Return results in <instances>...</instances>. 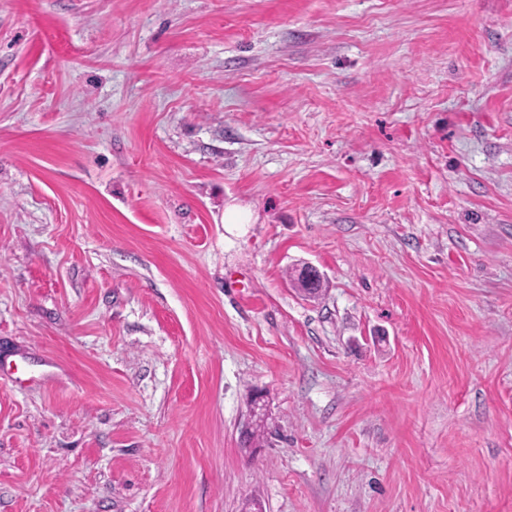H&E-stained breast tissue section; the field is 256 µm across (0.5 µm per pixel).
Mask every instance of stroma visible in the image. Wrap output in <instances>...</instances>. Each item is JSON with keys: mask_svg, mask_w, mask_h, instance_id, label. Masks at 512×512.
I'll return each instance as SVG.
<instances>
[{"mask_svg": "<svg viewBox=\"0 0 512 512\" xmlns=\"http://www.w3.org/2000/svg\"><path fill=\"white\" fill-rule=\"evenodd\" d=\"M252 499L512 512V0H0V512Z\"/></svg>", "mask_w": 512, "mask_h": 512, "instance_id": "stroma-1", "label": "stroma"}]
</instances>
